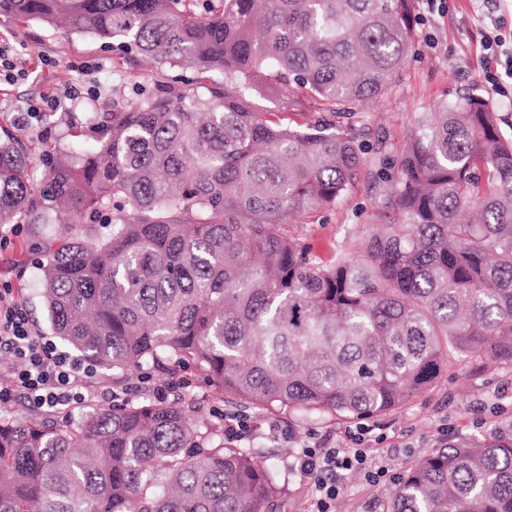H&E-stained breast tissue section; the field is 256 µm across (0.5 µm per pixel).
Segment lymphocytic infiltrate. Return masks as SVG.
I'll list each match as a JSON object with an SVG mask.
<instances>
[{
    "mask_svg": "<svg viewBox=\"0 0 512 512\" xmlns=\"http://www.w3.org/2000/svg\"><path fill=\"white\" fill-rule=\"evenodd\" d=\"M0 349L10 363L0 368V401L23 394L30 405L50 411L87 406L92 398L94 374L80 370L69 355L51 341L35 336L22 304L0 291ZM369 426L346 430L343 437H322L302 444L292 467L312 489L311 512H335L342 478L351 472L363 474L370 485H378L388 474L377 455Z\"/></svg>",
    "mask_w": 512,
    "mask_h": 512,
    "instance_id": "lymphocytic-infiltrate-1",
    "label": "lymphocytic infiltrate"
}]
</instances>
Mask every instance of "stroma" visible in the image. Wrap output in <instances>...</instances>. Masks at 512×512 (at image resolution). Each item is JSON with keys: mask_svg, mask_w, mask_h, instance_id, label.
I'll list each match as a JSON object with an SVG mask.
<instances>
[{"mask_svg": "<svg viewBox=\"0 0 512 512\" xmlns=\"http://www.w3.org/2000/svg\"><path fill=\"white\" fill-rule=\"evenodd\" d=\"M485 12L483 0H450L448 8L433 10L426 0H416L412 49L397 83L382 99L356 109L351 119L353 134L365 146L355 184L342 200L293 227L316 258L327 261L353 253L379 223L389 182L396 175L393 161L422 113L478 93L493 102L503 129L512 134V79H504L500 93L484 76ZM0 43L15 52L27 72L15 83L0 84V127L35 148L96 152L95 141L83 133L91 113L111 105L113 96L132 97L136 87L163 79L145 60H123L102 39L41 22L0 16ZM51 97L56 107H46ZM34 107L39 115L20 125L21 114ZM63 230L60 224L0 226V287L11 288L26 307L34 331L48 340L53 334L39 295L42 255L35 245ZM164 377L175 381L176 393L183 395L193 416L212 420L221 413L249 421L250 431L233 439V446L253 449L260 461L278 466L283 474L282 491L267 512H306L309 490L291 467L293 456L302 442L344 432L347 421L284 410L260 413L227 402L189 364L169 366ZM368 423L381 437L380 453L390 464L392 478L371 489L361 475H346L336 512H387L396 477L428 451L452 438L512 429V365L485 367L478 361L450 359L430 388Z\"/></svg>", "mask_w": 512, "mask_h": 512, "instance_id": "stroma-1", "label": "stroma"}]
</instances>
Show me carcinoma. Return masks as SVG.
Listing matches in <instances>:
<instances>
[{"label":"carcinoma","mask_w":512,"mask_h":512,"mask_svg":"<svg viewBox=\"0 0 512 512\" xmlns=\"http://www.w3.org/2000/svg\"><path fill=\"white\" fill-rule=\"evenodd\" d=\"M415 0H0V14L112 41L157 69L209 70L112 98L97 151L0 141V224L42 244L54 335L117 374L189 362L229 401L360 420L427 390L448 357L512 365V135L468 94L422 117L385 222L329 262L290 231L362 162L338 125L389 92ZM271 93L278 111H260ZM281 473L182 397L0 419V512H265ZM389 512H512V431L452 440L400 478Z\"/></svg>","instance_id":"carcinoma-1"}]
</instances>
